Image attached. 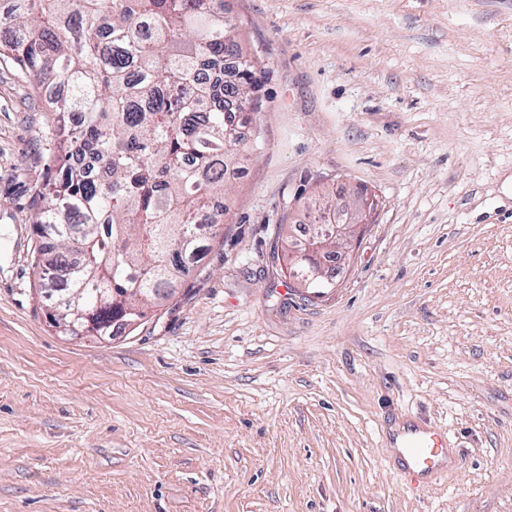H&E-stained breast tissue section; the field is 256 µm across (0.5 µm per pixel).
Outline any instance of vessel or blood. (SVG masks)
<instances>
[{
    "mask_svg": "<svg viewBox=\"0 0 512 512\" xmlns=\"http://www.w3.org/2000/svg\"><path fill=\"white\" fill-rule=\"evenodd\" d=\"M396 459L411 484H433L457 467V458L448 446L444 428L412 421L401 435Z\"/></svg>",
    "mask_w": 512,
    "mask_h": 512,
    "instance_id": "obj_1",
    "label": "vessel or blood"
}]
</instances>
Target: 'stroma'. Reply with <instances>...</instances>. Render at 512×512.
<instances>
[{
    "label": "stroma",
    "instance_id": "stroma-1",
    "mask_svg": "<svg viewBox=\"0 0 512 512\" xmlns=\"http://www.w3.org/2000/svg\"><path fill=\"white\" fill-rule=\"evenodd\" d=\"M262 141L204 270L73 340L35 287L47 114L0 59V512H512V0H224ZM381 201L314 297L313 190ZM463 463L407 484L403 415Z\"/></svg>",
    "mask_w": 512,
    "mask_h": 512
}]
</instances>
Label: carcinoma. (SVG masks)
<instances>
[{
	"mask_svg": "<svg viewBox=\"0 0 512 512\" xmlns=\"http://www.w3.org/2000/svg\"><path fill=\"white\" fill-rule=\"evenodd\" d=\"M0 58L45 99L49 174L33 194L34 223L54 242L33 266L48 298L118 288L132 304L172 298L201 274L226 210L224 175L240 168L261 128L215 104L200 69L224 70V93L262 110L266 74L227 20L224 0H20L0 16ZM83 125H67L71 113ZM95 155L97 168L76 164Z\"/></svg>",
	"mask_w": 512,
	"mask_h": 512,
	"instance_id": "carcinoma-1",
	"label": "carcinoma"
}]
</instances>
